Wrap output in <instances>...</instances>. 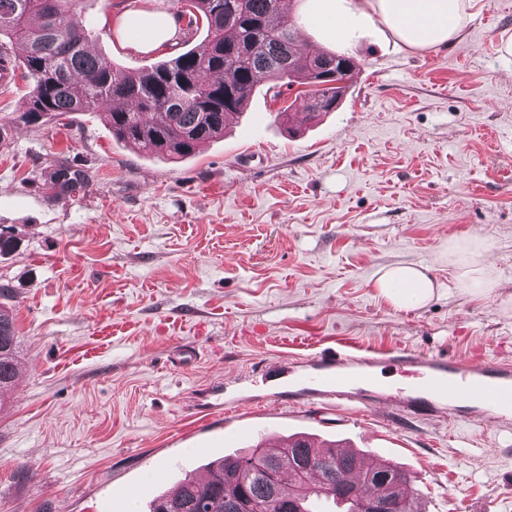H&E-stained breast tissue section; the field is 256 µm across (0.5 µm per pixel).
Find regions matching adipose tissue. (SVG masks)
<instances>
[{
	"instance_id": "obj_1",
	"label": "adipose tissue",
	"mask_w": 512,
	"mask_h": 512,
	"mask_svg": "<svg viewBox=\"0 0 512 512\" xmlns=\"http://www.w3.org/2000/svg\"><path fill=\"white\" fill-rule=\"evenodd\" d=\"M469 0H304L306 21L327 42L345 41L352 35V18L361 14L377 19L405 46L438 48L457 41L468 21ZM119 28L135 47L155 50L170 42L175 20L141 9L121 19ZM489 246L480 236L448 243V263L455 279L471 293L494 290L497 280L488 261ZM374 288L394 309L424 307L439 288L428 266L406 263L380 268Z\"/></svg>"
}]
</instances>
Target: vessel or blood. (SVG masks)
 <instances>
[{
    "mask_svg": "<svg viewBox=\"0 0 512 512\" xmlns=\"http://www.w3.org/2000/svg\"><path fill=\"white\" fill-rule=\"evenodd\" d=\"M276 400L361 413L381 405L401 419L448 414L455 421L512 422V360L360 347L341 340L293 359ZM407 377L397 387L386 370Z\"/></svg>",
    "mask_w": 512,
    "mask_h": 512,
    "instance_id": "b4317fda",
    "label": "vessel or blood"
}]
</instances>
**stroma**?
<instances>
[{
    "mask_svg": "<svg viewBox=\"0 0 512 512\" xmlns=\"http://www.w3.org/2000/svg\"><path fill=\"white\" fill-rule=\"evenodd\" d=\"M120 0H83L95 51L140 71L161 51L117 34ZM458 42L403 48L354 21L337 52L356 68L334 111L294 129L260 82L222 138L170 162L112 136L101 112L13 121L29 84L0 82V307L21 372L0 402V512H148L213 461L289 431L341 440L402 466L422 512H512V429L398 422L267 402L228 419L196 413L265 394L267 364L345 338L449 356L512 357V0H470ZM85 181L66 193L57 170ZM490 246L495 293L461 289L452 237ZM428 265L440 289L398 311L372 286L384 266ZM167 480L154 481L157 470Z\"/></svg>",
    "mask_w": 512,
    "mask_h": 512,
    "instance_id": "stroma-1",
    "label": "stroma"
}]
</instances>
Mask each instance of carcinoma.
I'll return each instance as SVG.
<instances>
[{
	"mask_svg": "<svg viewBox=\"0 0 512 512\" xmlns=\"http://www.w3.org/2000/svg\"><path fill=\"white\" fill-rule=\"evenodd\" d=\"M186 9L187 30L203 27L200 45L149 68L132 72L88 50L93 25L83 17L81 0H0V69L7 45L25 47L12 70L30 83L20 124L73 112H103L112 135L142 154L176 162L224 136L227 122L241 113L266 76L272 97L279 88L302 80L312 86L303 94L304 110L314 119L336 109L355 70L349 58L312 52L301 31L286 21L278 0H178ZM77 171L60 170L50 189L58 193L82 183ZM17 336L13 320L0 312V402L13 388L18 372ZM269 466L279 470L275 490L267 470L250 467L242 486L226 478L243 469L255 454L250 448L209 466L201 482L186 477L176 493L161 494L150 512H247L245 504L268 506L267 512H301L303 501L347 502L344 512H357L355 491L379 488L372 499L396 512H419L407 475L383 461L360 473L356 486L347 474L359 466L353 455L336 447L314 450L303 439L276 448L258 444Z\"/></svg>",
	"mask_w": 512,
	"mask_h": 512,
	"instance_id": "carcinoma-1",
	"label": "carcinoma"
}]
</instances>
